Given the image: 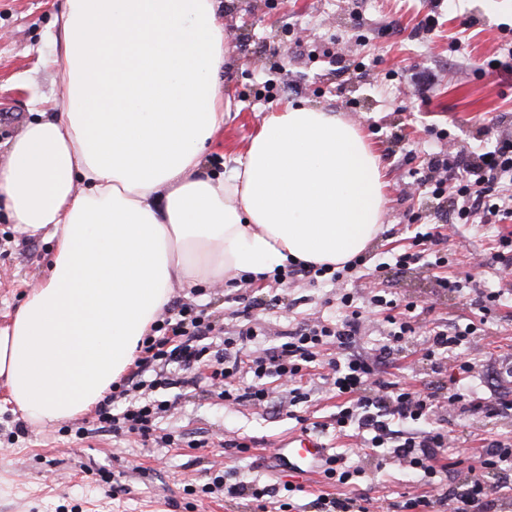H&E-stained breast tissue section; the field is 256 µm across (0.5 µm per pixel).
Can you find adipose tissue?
I'll use <instances>...</instances> for the list:
<instances>
[{
	"label": "adipose tissue",
	"mask_w": 512,
	"mask_h": 512,
	"mask_svg": "<svg viewBox=\"0 0 512 512\" xmlns=\"http://www.w3.org/2000/svg\"><path fill=\"white\" fill-rule=\"evenodd\" d=\"M221 0H65L40 112L0 165V208L50 234L51 264L0 327V386L31 424L97 405L171 288L341 268L382 229L385 169L358 125L285 103L223 173L208 143L231 102Z\"/></svg>",
	"instance_id": "ef3b65f1"
}]
</instances>
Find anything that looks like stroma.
<instances>
[{"mask_svg": "<svg viewBox=\"0 0 512 512\" xmlns=\"http://www.w3.org/2000/svg\"><path fill=\"white\" fill-rule=\"evenodd\" d=\"M63 0H0V163L4 144L60 97L59 78L44 63L51 50L53 21ZM434 15L436 30L418 33ZM219 21L229 30V53L221 76L233 109L208 147L212 167L242 154L263 117L282 102L302 101L338 114L367 135L386 169L389 203L384 230L363 253V262L345 286L363 296L375 286L392 296L431 307L439 326L478 325L463 352L478 364L466 385L489 402L512 400V271L493 257L505 224H455L447 231L449 273L468 272L474 285L461 292L441 290L433 271L415 267L387 270L394 252L409 247L416 228L438 224L446 209L418 185L417 172L437 153L487 151L498 139H512V71L491 66L512 48V0H223ZM462 43L449 49L451 39ZM363 62L355 71V62ZM49 235L17 233L0 212V326L44 276L51 261ZM503 295L488 322L470 306L473 288ZM282 303L258 312L265 328L257 347L277 343L289 323L336 319L331 287L306 281L282 284ZM233 289L218 286L192 292L174 286L171 296L204 306L211 320L232 327L238 304ZM390 376L421 389L447 385L424 360L419 342L408 343L386 367ZM307 402L289 407L285 390L263 409L247 403L225 405L217 395L172 388L163 396L171 412L159 426L179 444L154 448L134 437L92 432V413L49 428L27 426L15 434L21 416L0 392V512H257L246 497L210 492L215 476L231 471L232 482L279 485L302 490L291 512H314L321 494L359 491L392 502L423 494L420 482L387 449L365 457L356 438L337 436L336 400L322 379L310 380ZM317 422L314 434L328 453L346 454L360 466L355 485L328 483L275 470L279 443L299 434L298 416ZM454 441L444 449L448 484L465 485L486 440L512 438V410L489 416L475 410L437 413ZM255 440L240 454L226 440Z\"/></svg>", "mask_w": 512, "mask_h": 512, "instance_id": "1", "label": "stroma"}]
</instances>
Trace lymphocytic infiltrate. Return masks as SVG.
Returning a JSON list of instances; mask_svg holds the SVG:
<instances>
[{"instance_id": "f902f5d3", "label": "lymphocytic infiltrate", "mask_w": 512, "mask_h": 512, "mask_svg": "<svg viewBox=\"0 0 512 512\" xmlns=\"http://www.w3.org/2000/svg\"><path fill=\"white\" fill-rule=\"evenodd\" d=\"M429 182L432 195L450 203L458 223L474 220L488 224L512 221V140L498 141L495 150L470 159L447 154L435 159ZM442 235L438 228L416 233L409 248L396 254L394 264L407 268L415 264L435 269L447 267L448 257L440 249ZM340 316L333 322L316 320L299 323L282 332L277 345L262 349L254 357L247 349L258 336L250 307L235 311L237 320L226 331L221 349L214 350L207 340L215 326L204 311L193 304H180L176 317L157 320L149 336L143 338L135 368L120 385L118 394L109 395L98 404L96 415L100 428L113 434H134L143 442L168 448L174 443L169 434H157L155 421L170 409L165 400H140L143 386L139 375L153 371L151 388L176 386L220 387L225 403L248 401L265 405L272 394L270 380L287 386L291 404L302 403L300 386L308 371L327 365L323 380L338 400L336 430L346 434L354 429L363 433L364 447L388 448L407 464L423 482L439 473L438 456L448 445V432L432 425L431 419L440 402L464 411L485 409L502 412L504 403L483 404L478 396H464L460 383L472 376L475 364L462 356L460 349L469 336L475 335L474 324L449 329L431 328L424 338V357L435 372H447L448 389L425 392L397 380L386 378L382 365L415 336L417 323L412 314L415 303H401L379 291L365 299L345 292L339 298ZM382 315L388 332L386 341L373 352L361 354L354 346L366 327L368 314ZM336 355L321 362L326 350ZM425 420L428 430L413 433L409 424ZM480 467L473 471L463 491L446 489L434 496L419 495L393 502L394 512H428L434 504L457 503V512H487L493 485L489 475L512 469V440L493 439L479 456Z\"/></svg>"}]
</instances>
